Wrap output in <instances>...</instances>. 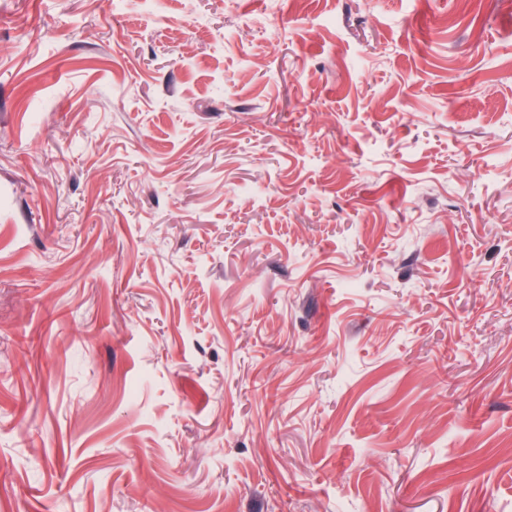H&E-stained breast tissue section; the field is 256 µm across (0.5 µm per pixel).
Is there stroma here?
Instances as JSON below:
<instances>
[{
	"instance_id": "1",
	"label": "stroma",
	"mask_w": 512,
	"mask_h": 512,
	"mask_svg": "<svg viewBox=\"0 0 512 512\" xmlns=\"http://www.w3.org/2000/svg\"><path fill=\"white\" fill-rule=\"evenodd\" d=\"M0 512H512V0H0Z\"/></svg>"
}]
</instances>
